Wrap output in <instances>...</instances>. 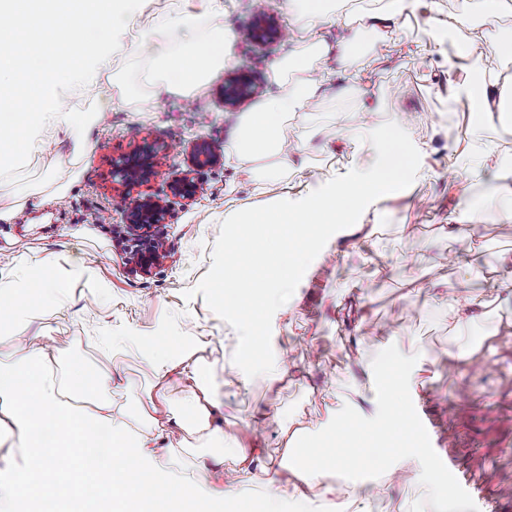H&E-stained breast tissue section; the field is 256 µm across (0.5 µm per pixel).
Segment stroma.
I'll return each instance as SVG.
<instances>
[{
	"label": "stroma",
	"instance_id": "35a3bbf8",
	"mask_svg": "<svg viewBox=\"0 0 512 512\" xmlns=\"http://www.w3.org/2000/svg\"><path fill=\"white\" fill-rule=\"evenodd\" d=\"M265 9L282 27L281 39L258 47L242 32L250 23L253 0H224L214 13L206 0H137L135 26L153 28L165 15L197 16L205 30L230 38L229 70L252 72L260 94L289 91L298 74L276 80L274 69L294 55L307 56L306 74L332 73L308 111L288 116L283 133L302 149L289 167L275 158H244L232 153L248 104L225 108L223 74L209 82L202 101L153 97L143 78L148 61L130 63L123 54L96 90L78 85L68 104L93 115L94 128L83 152L72 138L48 133L45 154L0 168V202L28 195L23 221H0V276L12 275L21 257H37L62 274L83 264L84 276L70 279L65 291L67 316L38 307L33 330L50 336L59 354L54 375L102 360L100 336L133 333L150 340L186 342L205 336L201 357L208 386L220 401L217 426L243 442L257 441L271 455L284 447L283 428L299 434L300 446L315 448L336 426L325 408L335 395L346 416L378 424L390 406L361 396L367 370L401 358L411 388L398 402L409 424L426 421L425 439L402 462V479L389 487L379 464L346 472L324 469L325 481L365 495L370 512H439L438 501L424 494L431 479L450 483L451 473L471 475L475 483L459 487L464 512H512V289H506L502 259L512 256V222L499 215L492 176L455 183L448 178V151L480 136L495 161L512 167V120L482 122L476 105L462 100L451 113L448 69L474 82L472 61L449 64L448 49L483 33L469 0H424L420 10L393 30L389 50L377 46L372 13L388 0H330L344 27L305 30V17L289 12L286 0H265ZM464 22L448 28L449 16ZM355 45L339 53L341 33ZM363 70L361 87L346 79ZM412 115L405 130L414 145H428L422 172L408 188L372 206L370 236L342 230L323 249L311 274L272 319L274 359L285 371L271 384L262 378L244 382L232 361L237 338L230 325L207 306L203 296L185 299L208 272L221 223L234 213L278 200H296L306 183L332 172L358 167L360 154L350 134ZM159 145L155 177L146 193L164 195L172 175L186 170L192 145L217 146L220 165L199 172L204 189L186 206H174L159 229L164 255L152 274L131 273L122 241V209L128 201L115 166L139 142ZM69 181L64 198L54 186ZM461 207L468 242L450 236L449 210ZM474 302L473 328L481 341H458L448 304L437 302L445 288ZM115 382L108 393L116 423L137 430L151 372L135 349L112 357Z\"/></svg>",
	"mask_w": 512,
	"mask_h": 512
}]
</instances>
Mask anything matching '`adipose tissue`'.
<instances>
[{
	"instance_id": "ef3b65f1",
	"label": "adipose tissue",
	"mask_w": 512,
	"mask_h": 512,
	"mask_svg": "<svg viewBox=\"0 0 512 512\" xmlns=\"http://www.w3.org/2000/svg\"><path fill=\"white\" fill-rule=\"evenodd\" d=\"M131 6L125 0H0V165L46 151V134L65 129L87 137V113L74 111L62 96L75 82L96 84L108 68L110 55L101 45L70 47L66 34L91 28H112L121 32L134 25ZM163 26L178 36V48L158 41L149 30L140 31L130 46L113 40V48H126L132 58L152 59L149 74L156 95L194 98L230 59L223 32L201 35L191 16L168 17ZM318 90L317 83L305 81L285 94L263 98L240 122L237 154H258L291 159L282 128L289 113L307 111ZM25 111H17V104ZM449 166L458 177L472 178L492 171L498 181L501 215L512 221V168H494L481 141L466 150H451ZM36 286L37 300L65 312L61 298L62 281L44 273L39 283L28 276L0 279V295L14 302L0 314V346L26 344L22 362L0 363V436L19 431L23 463L0 476V512H181L184 502L201 503L231 496L239 512H280L273 489L282 470H289L296 483L289 502L294 512H311L306 495L315 490L330 504L329 512H367L362 499L345 498L332 483H320L319 474L331 466L344 471L358 456L379 448L394 464L385 479L396 483L398 464L410 453L414 428L399 412H390L380 427L355 418H343L340 404L329 406L336 417V431L325 446L310 450L287 443L281 458L260 459L244 448L236 436L222 437L216 463L230 461L224 484L206 487L198 482L197 468L184 463L182 448H162L158 442L172 427L192 423L201 440L214 430L212 415L216 403L204 382L200 356L206 339L170 348L137 336H108L103 340L112 353L133 345L148 365L152 385L147 393L150 409L146 426L129 433L115 424L107 393L112 387L111 364L99 363L54 376L55 357L46 339L34 336L26 322L28 310L17 302L20 291ZM178 378L187 388L179 411L167 402V384ZM93 393L99 398L94 411L78 404L79 395ZM271 490V497L255 501L256 489Z\"/></svg>"
}]
</instances>
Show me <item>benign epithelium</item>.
I'll return each mask as SVG.
<instances>
[{"label": "benign epithelium", "instance_id": "benign-epithelium-1", "mask_svg": "<svg viewBox=\"0 0 512 512\" xmlns=\"http://www.w3.org/2000/svg\"><path fill=\"white\" fill-rule=\"evenodd\" d=\"M281 38L277 20L265 12L257 10L252 16L245 33V40L257 46L274 43ZM258 93L254 75L247 71H234L224 80V105L236 108ZM158 152L146 145L136 147L128 155V163L120 167V184L125 194L149 182L156 174ZM222 160L221 153L212 145L191 148L189 170L171 177L168 192L163 197L138 193L123 210L126 228L125 239L133 250L131 271L141 275L151 273L162 256V240L158 227L166 215L176 205H186L195 200L201 191V182L195 174L210 168Z\"/></svg>", "mask_w": 512, "mask_h": 512}]
</instances>
